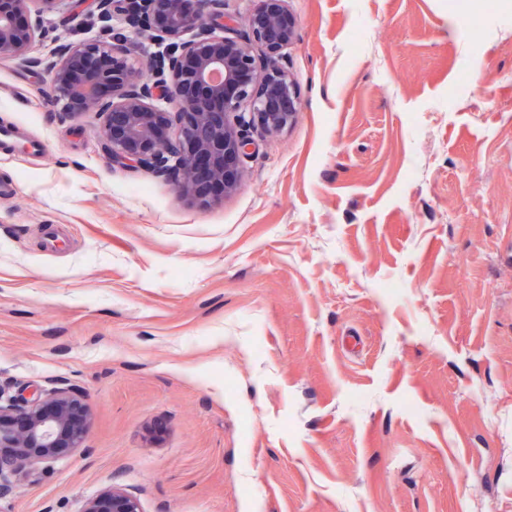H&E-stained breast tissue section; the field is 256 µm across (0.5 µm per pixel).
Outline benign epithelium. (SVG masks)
<instances>
[{"label": "benign epithelium", "mask_w": 512, "mask_h": 512, "mask_svg": "<svg viewBox=\"0 0 512 512\" xmlns=\"http://www.w3.org/2000/svg\"><path fill=\"white\" fill-rule=\"evenodd\" d=\"M64 1L75 8L73 0H0V61L23 59L49 38L43 15ZM286 2L258 0L238 39L216 34L230 24L224 0H97L100 20L121 14L129 28L166 44L163 53L134 63L121 55L122 44L95 42L66 44L52 60L28 62L42 68L46 95L66 116L102 119L113 163L164 176L181 196L206 205L214 189L227 196L240 185L251 145L243 126L256 120L278 132L298 118L296 83L279 64L296 39ZM89 428L87 396L65 380L25 387L6 401L0 393V497L13 489L10 476L83 447ZM80 512L143 510L113 484Z\"/></svg>", "instance_id": "1"}]
</instances>
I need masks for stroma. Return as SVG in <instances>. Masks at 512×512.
Wrapping results in <instances>:
<instances>
[{
    "label": "stroma",
    "instance_id": "35a3bbf8",
    "mask_svg": "<svg viewBox=\"0 0 512 512\" xmlns=\"http://www.w3.org/2000/svg\"><path fill=\"white\" fill-rule=\"evenodd\" d=\"M45 14L60 43L121 15ZM295 124L207 206L0 61V387L84 389V446L0 512H512V0H288ZM465 93H455L460 78ZM80 512H143L140 500L124 487L112 484L84 501Z\"/></svg>",
    "mask_w": 512,
    "mask_h": 512
}]
</instances>
